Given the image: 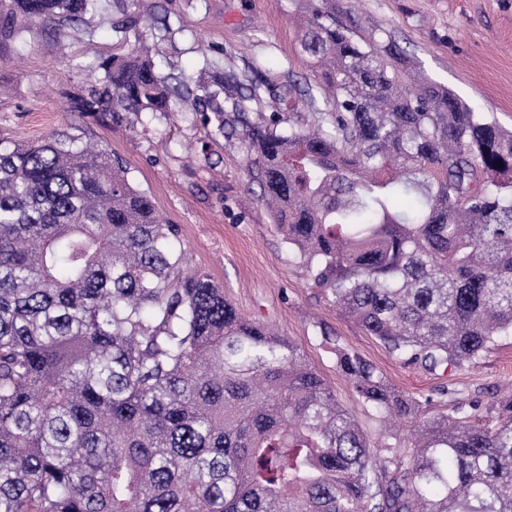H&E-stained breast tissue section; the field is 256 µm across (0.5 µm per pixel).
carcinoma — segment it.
<instances>
[{"instance_id":"1","label":"carcinoma","mask_w":512,"mask_h":512,"mask_svg":"<svg viewBox=\"0 0 512 512\" xmlns=\"http://www.w3.org/2000/svg\"><path fill=\"white\" fill-rule=\"evenodd\" d=\"M100 0H9L0 40ZM145 0H122L125 32ZM310 0L303 109L253 122L245 85L100 63L87 114L191 103L232 138L313 285L406 364L445 374L512 336V130L420 76L384 29ZM322 103L323 108L316 107ZM123 162L59 130L0 139V512H512V391L427 413L359 354L336 369L371 438L304 351L187 266ZM412 428L404 459L398 424Z\"/></svg>"}]
</instances>
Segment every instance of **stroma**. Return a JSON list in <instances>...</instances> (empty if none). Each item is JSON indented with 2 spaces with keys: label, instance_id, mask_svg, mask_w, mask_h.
Returning <instances> with one entry per match:
<instances>
[{
  "label": "stroma",
  "instance_id": "stroma-1",
  "mask_svg": "<svg viewBox=\"0 0 512 512\" xmlns=\"http://www.w3.org/2000/svg\"><path fill=\"white\" fill-rule=\"evenodd\" d=\"M152 3V21L137 32L161 73L195 78L208 68L248 77L261 84L266 113L287 111L288 85L313 80L294 24L305 0ZM355 14L383 27L425 77L512 129V0H364ZM118 15L116 0H101L65 34L30 25L22 41L0 44V139L26 143L66 128L121 158L130 182L179 226L189 267L223 285L241 313L296 342L366 432L376 433L379 423L338 373L339 345L409 395L433 397L438 411L457 400L489 404L496 389L512 385L511 336L477 363L441 376L401 364L342 317L306 278L259 202L246 143H226L192 107L122 120L72 109L70 96L102 77L100 62L132 47L112 30Z\"/></svg>",
  "mask_w": 512,
  "mask_h": 512
}]
</instances>
